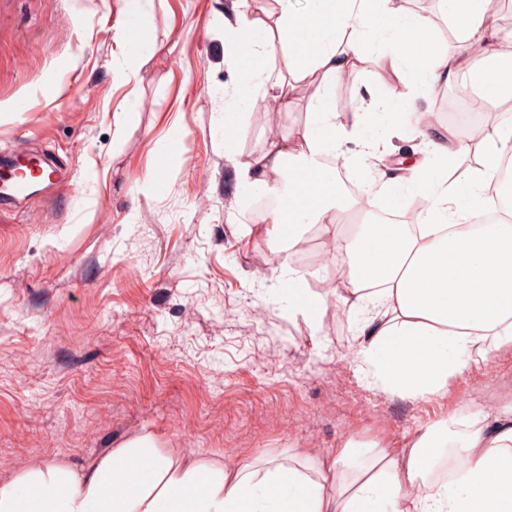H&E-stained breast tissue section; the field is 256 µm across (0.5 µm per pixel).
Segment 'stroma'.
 Masks as SVG:
<instances>
[{
    "mask_svg": "<svg viewBox=\"0 0 512 512\" xmlns=\"http://www.w3.org/2000/svg\"><path fill=\"white\" fill-rule=\"evenodd\" d=\"M231 0H154L139 36L154 54L130 81L113 57L130 38L124 0H12L0 15V146L33 137V150L68 169L72 189L52 206L0 210V477L54 459L94 460L135 434L206 460L284 457L311 449L310 465L347 441L401 448L434 422L477 405L512 406V350L449 381L426 401L374 388L356 354L361 321L327 285L343 257L299 266L276 252L268 222L239 203L240 162L273 137L296 139L309 112L298 93L277 128L262 111L224 154V86L235 73L220 21ZM406 14L437 13L420 28L456 56L438 0H405ZM496 57L512 56V8L497 12ZM493 57V58H496ZM493 58L472 50L442 96L412 98L411 79L374 55L329 95L354 140L347 179L371 195L366 216L389 211L377 170L357 139L422 161L415 114H356L365 94L415 99L464 147L452 171L481 168L453 114L460 93ZM29 97L34 107L17 112ZM317 300L318 323L300 312L289 283Z\"/></svg>",
    "mask_w": 512,
    "mask_h": 512,
    "instance_id": "obj_1",
    "label": "stroma"
}]
</instances>
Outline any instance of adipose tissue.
<instances>
[{"instance_id":"ef3b65f1","label":"adipose tissue","mask_w":512,"mask_h":512,"mask_svg":"<svg viewBox=\"0 0 512 512\" xmlns=\"http://www.w3.org/2000/svg\"><path fill=\"white\" fill-rule=\"evenodd\" d=\"M441 3L464 52L495 34L484 0ZM421 24L394 0H305L301 9L274 0L259 11L233 0L227 8V60L244 65L245 83L224 90L225 126L241 125L260 105L286 111L298 82L313 81L299 140L271 138L240 165L243 198L287 199L269 220L289 247L307 226L349 206L321 159L350 139L330 121L329 86L367 53L366 34L377 36L378 59L394 73L419 63L423 97L466 65L464 52L451 61L434 48L418 50L409 35ZM423 137L425 165L387 174L380 186L395 207L408 193L428 201L416 225L363 224L355 236L340 230L332 239L350 266L336 298L368 315L358 356L376 388L414 400L444 392L457 375L512 348V208L489 224L472 221L488 199L487 170L512 153V122L490 125L481 141L485 168L461 188L443 176L461 151L447 128L425 123ZM456 425L435 422L409 447L373 454L350 441L316 467L299 453L209 462L137 434L91 462L58 459L0 480V512H512V412L484 414L461 434ZM458 435L455 477L429 484L441 448Z\"/></svg>"}]
</instances>
